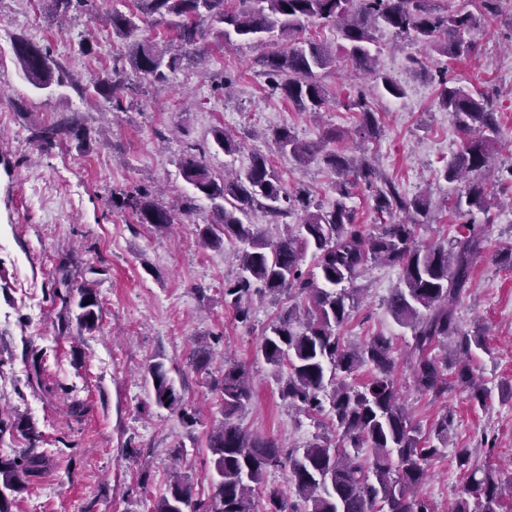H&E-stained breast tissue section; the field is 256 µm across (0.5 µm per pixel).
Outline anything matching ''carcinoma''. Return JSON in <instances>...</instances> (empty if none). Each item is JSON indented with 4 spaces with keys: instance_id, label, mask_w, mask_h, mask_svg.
Returning a JSON list of instances; mask_svg holds the SVG:
<instances>
[{
    "instance_id": "carcinoma-1",
    "label": "carcinoma",
    "mask_w": 512,
    "mask_h": 512,
    "mask_svg": "<svg viewBox=\"0 0 512 512\" xmlns=\"http://www.w3.org/2000/svg\"><path fill=\"white\" fill-rule=\"evenodd\" d=\"M47 11L64 16L89 7L90 0H41ZM136 10L108 14L104 22L112 33L126 39L139 29L136 20L149 17L157 23L175 22L177 44L161 51L148 40L132 44L129 63L140 79L160 82L167 73L181 67L183 58L197 50L209 35L231 43V34L243 40L269 37L274 47L261 60V75L271 89L300 109L318 112L326 104V90L318 71L336 61V54L314 41H301L304 22L318 21L336 26L345 47L346 61L370 73L382 94L401 98L405 90L393 77L377 70L366 48L372 30L384 26L399 35L430 45L450 59L467 57L477 49L471 32L478 27L470 13H450L435 6V0H237L230 10L228 0H132ZM13 55L22 72L37 89L63 86L68 74L50 49L25 35L11 39ZM52 59L43 67L34 51ZM124 64L91 80V86H76L81 95L120 107V93L127 86ZM439 107L455 118L465 136L462 150L445 164L438 175L447 183L466 182L467 206L484 212V224H491L487 179L492 173L490 143L497 132V112L492 99L474 94L446 76L439 79ZM347 109L362 113L364 135L377 138L380 125L367 106V94L359 91L349 99ZM79 130L60 119L48 126H33L32 138L40 150L48 152L60 135ZM217 147L230 155L237 142L224 128L212 133ZM280 151L298 164H305L318 146L300 141L293 132L280 128L273 133ZM206 148L192 146L182 161L183 176L214 203L217 220L201 230L203 241L213 247L224 242L239 245L235 250L241 273L224 284V303L240 321L249 318L254 299L283 292L294 294L298 302L281 310L264 337L261 351L278 373H287L282 397L300 411L322 412L330 405L338 439L319 436L306 448L286 449L273 439L252 438L234 423V417L249 404L252 390L244 366L224 369L215 382L224 405V421L208 439L217 475L215 491L208 498L194 493L188 474H176L152 512H254L253 497L259 489L271 505L267 512H433L427 501L414 495L416 486L428 474V466L448 446L453 418L445 415L425 435L412 425L399 402L394 381L396 360L391 340L377 335L360 347L346 344L336 333L350 318L358 303L355 282L372 264L385 262L401 270V285L393 289L387 307L395 321L411 331L407 354L410 377L416 390L435 397L448 392V370L458 366V384L471 390L477 401L484 398L470 366L463 360L452 362L434 350L454 337L458 354H469L471 344L481 336L461 333L455 303L472 280L474 263L484 251L483 224H465V232L449 245H422L415 238L421 219L429 216L427 196L412 198L378 168L363 160L355 163L340 151L325 152L324 162L338 175L334 185L336 202L330 209L315 205L309 188L285 186L257 154L250 165L236 171L224 168L216 174L205 164ZM373 191L376 211L388 216L373 233L357 222L347 205L359 185ZM139 224L158 230L172 226L171 210L157 205L146 189L127 192L120 199ZM253 210H263L277 224L296 212L300 222L285 225L286 231L267 238L244 219ZM312 251L314 267L302 268L307 251ZM52 296L62 303L59 331L76 323L86 331L98 328L100 307L94 289L76 285L68 270L58 268ZM78 313L71 315L72 303ZM370 364L376 374L362 387L346 379L361 366ZM154 404L179 415L183 423L193 422L195 411L184 403L168 375L164 363L147 369ZM20 432L28 447L14 457H0V512H13L7 492H18L49 467V456L39 449L40 434L24 416L5 428ZM472 453L462 448L456 465L463 476L454 512H471L469 498H482L481 512H497L503 492L512 497V479L502 483L490 472L472 464ZM281 468L294 489L297 500L287 503L282 491L265 483L268 469Z\"/></svg>"
}]
</instances>
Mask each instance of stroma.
<instances>
[{"instance_id":"35a3bbf8","label":"stroma","mask_w":512,"mask_h":512,"mask_svg":"<svg viewBox=\"0 0 512 512\" xmlns=\"http://www.w3.org/2000/svg\"><path fill=\"white\" fill-rule=\"evenodd\" d=\"M128 0H96L94 15L72 12L53 19L40 0H0V411L19 413L42 435L52 468L18 492L22 512H151L175 472L192 476L195 493L214 491V457L208 436L224 418L215 378L225 358L245 365L252 399L235 418L246 433L302 448L322 433L321 417L298 412L284 400L281 383L266 364L261 344L288 294L255 300L251 317L239 322L224 303V283L240 269L231 246L211 248L200 230L213 220V204L199 198L190 215L176 212L181 196L194 195L182 173L188 144L211 145L212 131L224 127L265 130L245 138L233 155L212 149V172L247 168L254 155L270 160L286 184L302 183L323 207L336 200V176L321 157L297 165L279 151L270 133L290 128L304 142L336 129V150L362 154L392 178L407 196L428 195L431 221L418 230L427 243L460 234L463 220L453 207L464 185L436 179L435 172L461 151L454 118L437 104L439 69L459 85L494 95L499 132L491 146L500 170L512 166V7L481 22L478 51L451 60L435 48L379 27L369 46L379 71L406 88L401 98L374 93L370 74L345 61L334 25L306 23L305 38L336 50V63L322 73L328 101L320 112L298 110L269 94L258 64L265 45L208 38L167 82H141L127 93L123 110L95 105L70 87L34 88L11 50L13 35L50 46L73 80L87 83L114 57L127 56V41L101 22L106 11H127ZM425 57L429 71L408 68V55ZM369 90L381 135H359V114L343 101ZM70 118L86 131V143L63 136L51 153L31 139L37 123ZM146 188L157 202L174 208L166 231L135 223L113 205L111 192ZM487 247L475 264L472 285L456 303L462 332L480 333L485 345L473 349L470 365L489 391L478 404L465 389L440 397L415 390L406 367L411 340L386 300L400 283L398 267L377 264L357 281L361 304L341 330L352 344L381 334L391 339L396 381L414 424L429 431L444 414L454 428L442 458L417 488L435 512H453L461 476L455 455L467 448L478 467L498 478L512 476V266L501 261L512 244V194L497 193ZM72 279L93 280L101 320L88 332L70 326L59 332L60 302L51 296L59 266ZM37 290V301L21 298L20 283ZM211 353L206 370L190 368L198 346ZM41 365L40 383L30 382L31 359ZM163 362L176 388L196 410L194 424L154 405L146 380L151 363Z\"/></svg>"}]
</instances>
